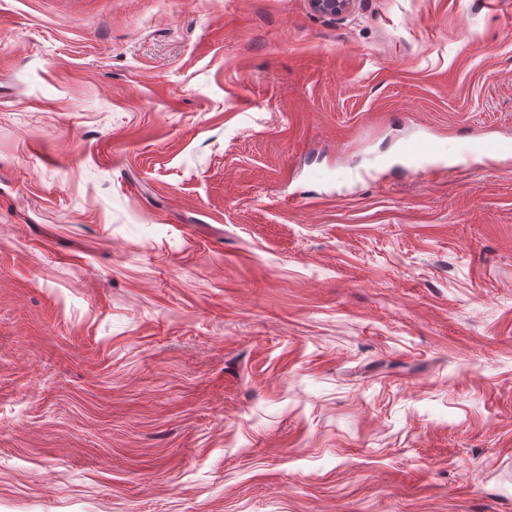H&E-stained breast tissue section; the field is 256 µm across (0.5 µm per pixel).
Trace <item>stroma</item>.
<instances>
[{
    "label": "stroma",
    "mask_w": 512,
    "mask_h": 512,
    "mask_svg": "<svg viewBox=\"0 0 512 512\" xmlns=\"http://www.w3.org/2000/svg\"><path fill=\"white\" fill-rule=\"evenodd\" d=\"M512 0H0V512H512ZM357 0H309L313 12L324 17L341 18L349 14ZM475 157H494L508 159L512 157V141L494 139L482 142H471L454 160L455 165H464ZM404 153L411 163L432 171L446 165V157L435 142H411L405 146Z\"/></svg>",
    "instance_id": "1"
}]
</instances>
